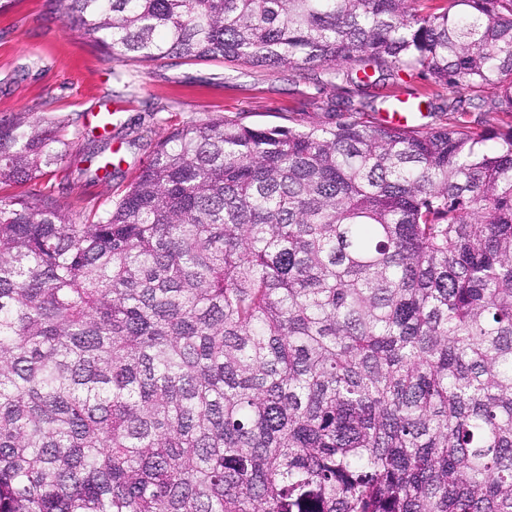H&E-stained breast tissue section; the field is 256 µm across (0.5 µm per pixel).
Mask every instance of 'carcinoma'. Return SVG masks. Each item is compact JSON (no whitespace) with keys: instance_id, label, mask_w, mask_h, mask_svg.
<instances>
[{"instance_id":"carcinoma-1","label":"carcinoma","mask_w":512,"mask_h":512,"mask_svg":"<svg viewBox=\"0 0 512 512\" xmlns=\"http://www.w3.org/2000/svg\"><path fill=\"white\" fill-rule=\"evenodd\" d=\"M47 2L350 116L184 126L81 224L0 199V512H512V0ZM405 70L447 125L364 119ZM72 146L0 119V184Z\"/></svg>"}]
</instances>
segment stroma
Segmentation results:
<instances>
[{
    "label": "stroma",
    "instance_id": "1",
    "mask_svg": "<svg viewBox=\"0 0 512 512\" xmlns=\"http://www.w3.org/2000/svg\"><path fill=\"white\" fill-rule=\"evenodd\" d=\"M342 92L318 69L290 73L226 62L162 59L148 64L107 56L47 0H12L0 10V117L32 112L49 129L84 132L70 156L35 181L0 186V197L50 194L61 208L106 206L175 129L221 116L251 127L332 126ZM112 115V177L102 180L83 160L90 137L103 136L98 117Z\"/></svg>",
    "mask_w": 512,
    "mask_h": 512
}]
</instances>
